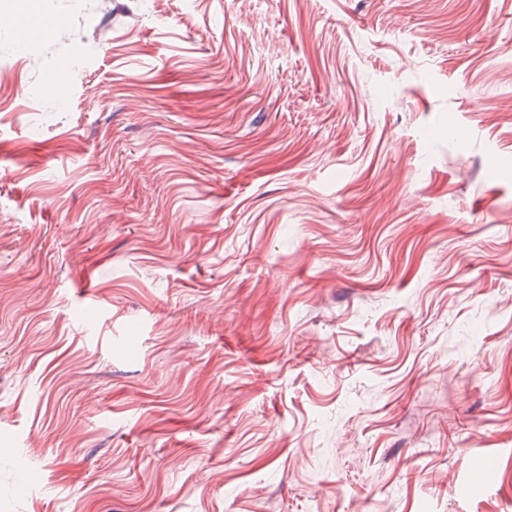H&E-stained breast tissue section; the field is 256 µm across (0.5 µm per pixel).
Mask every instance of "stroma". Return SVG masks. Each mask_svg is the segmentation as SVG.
<instances>
[{"label":"stroma","mask_w":512,"mask_h":512,"mask_svg":"<svg viewBox=\"0 0 512 512\" xmlns=\"http://www.w3.org/2000/svg\"><path fill=\"white\" fill-rule=\"evenodd\" d=\"M99 2L0 0V512H512V0Z\"/></svg>","instance_id":"stroma-1"}]
</instances>
